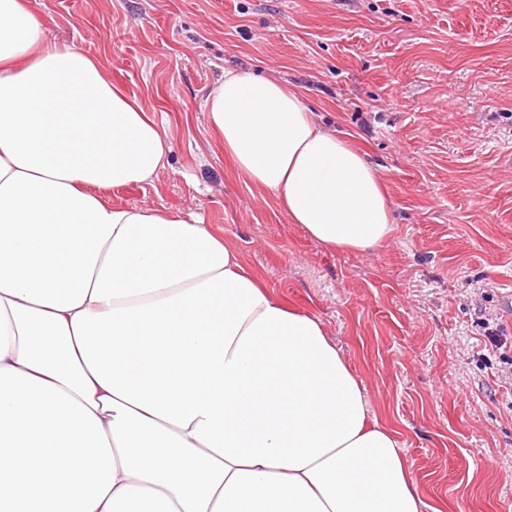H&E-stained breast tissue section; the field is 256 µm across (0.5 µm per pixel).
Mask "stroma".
Wrapping results in <instances>:
<instances>
[{"label":"stroma","instance_id":"obj_1","mask_svg":"<svg viewBox=\"0 0 512 512\" xmlns=\"http://www.w3.org/2000/svg\"><path fill=\"white\" fill-rule=\"evenodd\" d=\"M49 38L101 58L173 138L157 186L325 324L435 512H512V0H42ZM297 88L373 163L395 231L330 252L213 146L225 70Z\"/></svg>","mask_w":512,"mask_h":512}]
</instances>
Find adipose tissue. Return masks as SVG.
Instances as JSON below:
<instances>
[{"instance_id": "adipose-tissue-1", "label": "adipose tissue", "mask_w": 512, "mask_h": 512, "mask_svg": "<svg viewBox=\"0 0 512 512\" xmlns=\"http://www.w3.org/2000/svg\"><path fill=\"white\" fill-rule=\"evenodd\" d=\"M205 112L314 241L391 236L377 171L298 91L228 70ZM172 149L34 0H0V512H424L319 317L194 213L105 199Z\"/></svg>"}]
</instances>
